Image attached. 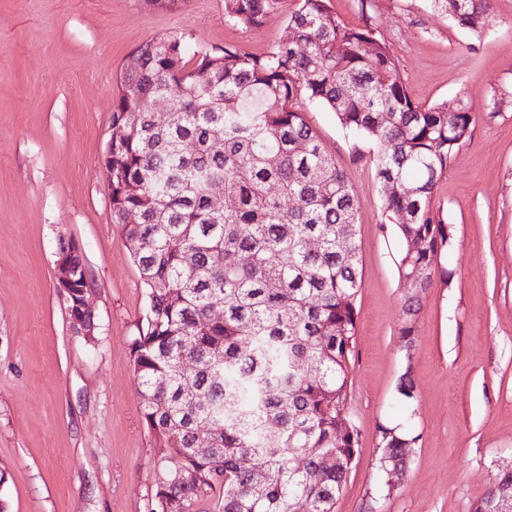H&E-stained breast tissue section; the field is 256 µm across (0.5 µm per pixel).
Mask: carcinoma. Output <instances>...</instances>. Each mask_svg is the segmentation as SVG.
Instances as JSON below:
<instances>
[{
	"label": "carcinoma",
	"mask_w": 512,
	"mask_h": 512,
	"mask_svg": "<svg viewBox=\"0 0 512 512\" xmlns=\"http://www.w3.org/2000/svg\"><path fill=\"white\" fill-rule=\"evenodd\" d=\"M432 2L479 38L491 30L493 0ZM274 4L224 0V18L259 26ZM288 29L263 54L228 46L192 55L183 38L161 34L134 49L120 75L112 126L127 134L112 140L108 183L112 223L148 298L132 357L158 448L151 512L170 498L188 512H335L360 451L346 415L360 203L296 104L324 106L343 130L378 145L384 213L405 241L421 242L398 262V274H418L404 305L405 346L418 336L420 294L448 280L439 259L452 228L432 197L470 137L472 108L415 102L368 17L349 26L326 0H299ZM174 88L168 110H153ZM217 193L231 207L213 210ZM68 248L67 309L92 288L82 249ZM218 301L222 317L207 319ZM379 438L388 467L407 466L419 442L387 426ZM256 468L266 474L260 485ZM492 509L512 512V472L472 512Z\"/></svg>",
	"instance_id": "1"
}]
</instances>
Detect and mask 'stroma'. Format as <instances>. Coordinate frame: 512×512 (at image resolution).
<instances>
[{
  "mask_svg": "<svg viewBox=\"0 0 512 512\" xmlns=\"http://www.w3.org/2000/svg\"><path fill=\"white\" fill-rule=\"evenodd\" d=\"M328 0L351 25L371 19L411 98L468 102L471 135L432 205L453 227L447 283L419 301L413 348L400 339L410 291L405 243L385 221L374 143L334 112L305 118L360 201L361 288L347 416L360 454L335 512H471L512 468V0L475 38L430 0ZM296 0L264 24L224 19V0L176 10L145 0H0V500L8 512H150L157 453L142 420L131 344L147 298L112 222L102 161L121 68L159 34L190 52L261 54L288 34ZM83 249L94 282V341L72 330L55 288L59 236ZM414 397L397 391L403 372ZM419 434L409 468L383 486L379 432Z\"/></svg>",
  "mask_w": 512,
  "mask_h": 512,
  "instance_id": "35a3bbf8",
  "label": "stroma"
}]
</instances>
